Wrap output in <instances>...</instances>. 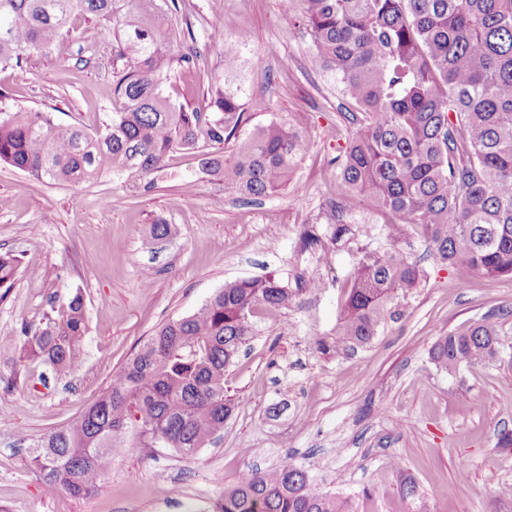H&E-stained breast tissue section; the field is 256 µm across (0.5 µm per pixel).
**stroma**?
<instances>
[{"label":"stroma","instance_id":"1","mask_svg":"<svg viewBox=\"0 0 512 512\" xmlns=\"http://www.w3.org/2000/svg\"><path fill=\"white\" fill-rule=\"evenodd\" d=\"M175 3L173 52L197 61L189 72L171 67L170 98L201 108L212 86H238L247 116L239 138L288 114L309 131L311 149L284 189L248 199L199 173L197 155L184 150L169 158L177 179L148 190L109 176L59 185L0 164V251L20 260L0 300V335L39 326L76 293L87 317L84 362L70 377L0 351V512H211L247 473L285 463L350 497L356 512H512V446L500 443L512 437V279L440 262L414 226L390 243V215L365 201L336 235V158L363 116L314 66L300 10L284 11L281 0ZM103 27L76 18L52 54L0 66V107L101 130L115 108ZM228 55L235 71L224 68ZM182 175L196 181L193 194ZM159 218L173 229L164 241L149 237ZM392 247L419 259V285L388 303L368 344L333 350L359 260ZM52 267L61 279H47ZM266 274L293 300L256 312L255 335L224 376L236 407L211 444L192 458L131 447L98 493L46 492L33 440L92 405L156 328L225 284ZM491 313L501 330L494 359L448 371L432 361L439 337Z\"/></svg>","mask_w":512,"mask_h":512}]
</instances>
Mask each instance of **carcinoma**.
<instances>
[{"mask_svg": "<svg viewBox=\"0 0 512 512\" xmlns=\"http://www.w3.org/2000/svg\"><path fill=\"white\" fill-rule=\"evenodd\" d=\"M168 0H0V65L51 54L76 16L105 22L120 62L119 108L91 134L49 112L0 110V163L40 181L79 184L106 176L145 189L169 153L198 152L199 170L242 196L282 190L309 153L311 136L282 115L230 154L224 145L244 122L230 85L211 90L205 109L165 95L171 62ZM306 36L319 68L364 116L345 150L339 178L346 199L388 211L394 241L417 226L429 253L466 265L478 277L512 278V0H301ZM17 256L0 253V288L12 287ZM420 280L417 260L396 250L359 261L336 330L335 347L376 335L387 303ZM292 294L273 276L224 285L196 312L168 321L142 345L101 396L72 422L31 445L46 489L95 493L134 431L142 448L161 443L194 456L224 430L234 401L224 372L253 337L258 309L288 306ZM87 331L83 297L0 350L20 349L57 375L82 365ZM499 325L483 317L462 334L439 337L434 363L448 370L492 359ZM213 512H354L350 498L318 490L308 473L283 464L248 474L224 491Z\"/></svg>", "mask_w": 512, "mask_h": 512, "instance_id": "cac0c4a2", "label": "carcinoma"}]
</instances>
